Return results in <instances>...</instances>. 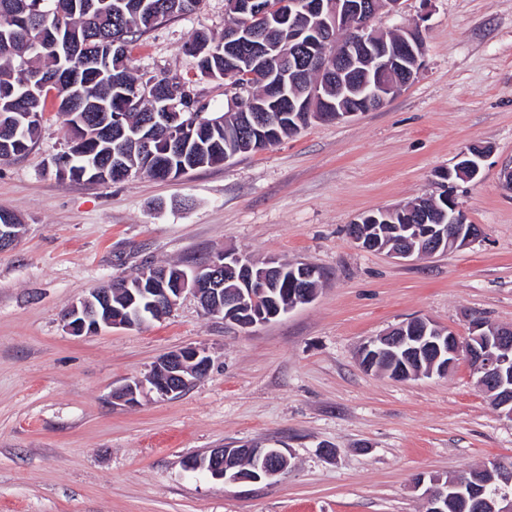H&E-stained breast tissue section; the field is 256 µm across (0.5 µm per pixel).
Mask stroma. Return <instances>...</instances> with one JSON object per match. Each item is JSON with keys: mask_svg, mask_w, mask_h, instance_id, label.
<instances>
[{"mask_svg": "<svg viewBox=\"0 0 512 512\" xmlns=\"http://www.w3.org/2000/svg\"><path fill=\"white\" fill-rule=\"evenodd\" d=\"M226 19V0H199L134 43V67L193 77L183 42L198 29L221 35ZM373 23L419 28L425 42L416 78L377 110L178 179L101 184L57 177L69 135L51 100L32 149L0 160V210L22 224L0 250V512H425L416 477L512 462V422L466 361L396 380L358 356L417 317L462 338L476 317L512 327V191L501 179L512 167V0H401ZM474 143L492 151L452 194L479 241L407 262L351 241L363 213L440 197L439 171ZM226 251L314 265L315 299L250 330L189 292L138 328H65V310L104 282ZM186 345L211 358L187 391L113 399ZM264 441L291 457L273 482L185 466Z\"/></svg>", "mask_w": 512, "mask_h": 512, "instance_id": "stroma-1", "label": "stroma"}]
</instances>
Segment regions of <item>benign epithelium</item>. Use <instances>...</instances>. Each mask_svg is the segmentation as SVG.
Here are the masks:
<instances>
[{
    "instance_id": "obj_1",
    "label": "benign epithelium",
    "mask_w": 512,
    "mask_h": 512,
    "mask_svg": "<svg viewBox=\"0 0 512 512\" xmlns=\"http://www.w3.org/2000/svg\"><path fill=\"white\" fill-rule=\"evenodd\" d=\"M234 11L240 21L250 17L276 16L300 17L312 13L322 17L323 27L306 33V39L292 50L296 58L293 68L301 70L315 67L323 73H344L355 68L364 73L361 90L364 92V107L359 110L338 111L331 105H322L312 97L298 96L290 101L289 112L301 113L308 121H343L363 112H370L399 94L416 76L423 54V43L419 32H405L406 41L394 44L386 35L372 27L375 10L370 0H233ZM226 40L231 42L233 53L224 62L240 70H251V62L266 48L255 42V38L243 37L242 27L231 25ZM163 121L172 125L173 139L183 141L192 137L203 121L200 105L192 103L193 90L189 85H169L164 89ZM253 122L262 129L257 140L248 142V150L257 151L274 144L273 131L267 116L252 115ZM490 154L486 146L465 149L461 161L455 165L458 177L475 179L482 161ZM124 174L119 162L97 166L95 177L110 181ZM448 204L446 224H405L401 232L415 242L409 249H390L388 254L399 260L416 255H434L464 248L482 235L477 224H469L458 209L453 198L445 195ZM225 279L237 281L244 288L224 291L219 283V272ZM281 265L270 261L266 272L255 271V263L239 253L224 252L189 275L181 270L171 278L168 288H130V281L122 282L120 288L131 298L141 295L147 299L148 308L167 312L173 308L181 294L190 289L199 299L203 308L219 313L227 309L226 320L249 329L263 325L283 315L277 305L271 303L270 292L282 277ZM316 277L313 267H299L290 283L297 286L295 307L311 302L317 289L308 282ZM112 305V289L98 288L71 306L65 314L68 330L73 334H91L103 326L136 327L144 321L142 311L121 314L114 319L101 315ZM512 350V329L495 326L482 318L471 323V334L467 340H460L454 332L427 318H413L391 329L386 334L364 343L360 349L361 363L365 370L376 369L379 361H395L403 358L405 364L391 373L397 379L419 378L422 376L444 375L457 361L465 359L470 367L476 386L491 401L499 414L512 422V359L507 352ZM210 357L205 349L184 346L162 357L150 377L151 390L162 397H172L185 390L196 380L206 376ZM143 382L129 380L113 390L114 399L128 405L137 403L143 393ZM246 452L257 461V472L247 476L236 469L235 458ZM288 457L279 444L250 443L237 448H214L204 463L196 464L205 468L215 479L226 482L272 481L285 475ZM427 512H445L448 500L458 498L470 503L474 512H512V467L497 460L480 468V474L470 473L450 477L445 481L431 480L425 490Z\"/></svg>"
}]
</instances>
